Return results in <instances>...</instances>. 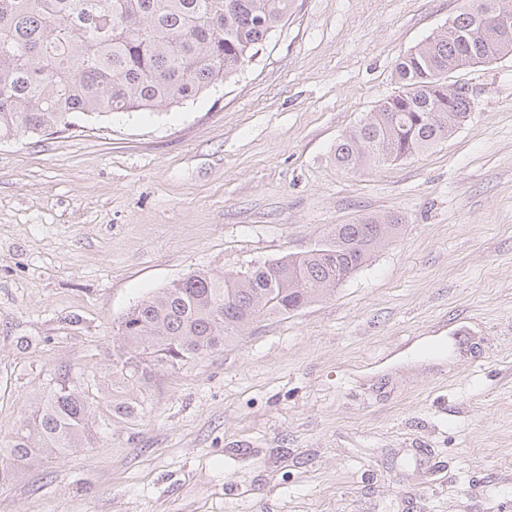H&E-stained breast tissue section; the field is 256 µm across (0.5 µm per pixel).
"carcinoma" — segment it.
Listing matches in <instances>:
<instances>
[{
	"instance_id": "obj_1",
	"label": "carcinoma",
	"mask_w": 512,
	"mask_h": 512,
	"mask_svg": "<svg viewBox=\"0 0 512 512\" xmlns=\"http://www.w3.org/2000/svg\"><path fill=\"white\" fill-rule=\"evenodd\" d=\"M297 0H0V141L69 131L112 114H158L236 75L293 14ZM512 0H465L450 26L395 66L401 91L336 142V165L357 171L407 159L445 139L471 99L448 72L512 54V32L485 22ZM396 215L334 224L300 255L214 275L193 271L137 300L118 321L107 395L61 369L0 445V479L41 455L93 439L89 416L109 423L144 410L159 372L232 342L261 318L285 316L327 295L399 231Z\"/></svg>"
}]
</instances>
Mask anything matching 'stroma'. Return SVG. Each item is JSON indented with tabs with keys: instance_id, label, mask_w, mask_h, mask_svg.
Wrapping results in <instances>:
<instances>
[{
	"instance_id": "stroma-1",
	"label": "stroma",
	"mask_w": 512,
	"mask_h": 512,
	"mask_svg": "<svg viewBox=\"0 0 512 512\" xmlns=\"http://www.w3.org/2000/svg\"><path fill=\"white\" fill-rule=\"evenodd\" d=\"M462 0H298L257 60L159 115L0 142V440L188 273L402 227L335 293L160 373L143 415L0 480V512H512V57L409 159L333 149Z\"/></svg>"
}]
</instances>
